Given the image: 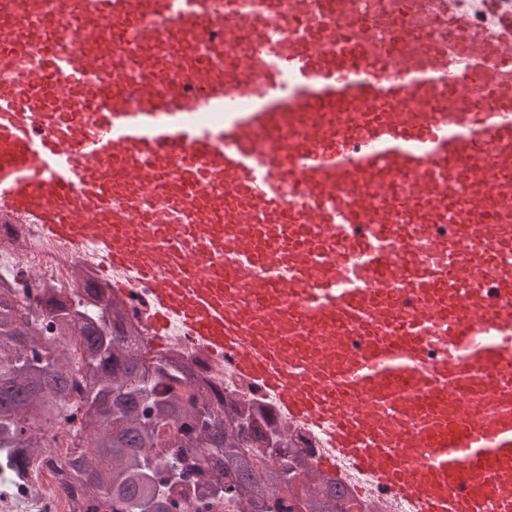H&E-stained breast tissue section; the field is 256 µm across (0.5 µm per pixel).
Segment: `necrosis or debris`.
Masks as SVG:
<instances>
[{"instance_id": "1", "label": "necrosis or debris", "mask_w": 512, "mask_h": 512, "mask_svg": "<svg viewBox=\"0 0 512 512\" xmlns=\"http://www.w3.org/2000/svg\"><path fill=\"white\" fill-rule=\"evenodd\" d=\"M78 268L95 280L105 281L115 299L125 302L126 317L137 327L145 353L161 348L164 354L187 363L195 374L223 388L225 394L244 403H259L269 411L276 435L289 438L300 450L308 452L310 460L330 454L332 439L326 429L291 419L279 394L243 378L220 354L191 339L180 322L170 323L163 336H155L150 322L152 304L146 289H137L136 304H128L126 288L132 284V276L122 270L105 275L94 244L79 248L64 240L48 238L38 224H11L6 232L0 233V286L9 288L21 314L30 320L38 318L31 307L36 297L49 293L66 297L74 292L73 273ZM336 470L341 484L352 494L351 512H414L410 501L380 489L370 474L352 469L341 459L336 462ZM71 510L70 494L46 458H38L26 476L20 478L0 473V512Z\"/></svg>"}]
</instances>
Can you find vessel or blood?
Instances as JSON below:
<instances>
[{
	"mask_svg": "<svg viewBox=\"0 0 512 512\" xmlns=\"http://www.w3.org/2000/svg\"><path fill=\"white\" fill-rule=\"evenodd\" d=\"M480 3L0 0V216L100 245L155 333L416 512H512V10Z\"/></svg>",
	"mask_w": 512,
	"mask_h": 512,
	"instance_id": "vessel-or-blood-1",
	"label": "vessel or blood"
}]
</instances>
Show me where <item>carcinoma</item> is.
I'll list each match as a JSON object with an SVG mask.
<instances>
[{
    "label": "carcinoma",
    "mask_w": 512,
    "mask_h": 512,
    "mask_svg": "<svg viewBox=\"0 0 512 512\" xmlns=\"http://www.w3.org/2000/svg\"><path fill=\"white\" fill-rule=\"evenodd\" d=\"M37 306L46 339L0 291V465L22 475L49 451L45 432L56 428L87 441L59 465L78 512H192L188 495H172L182 484L196 503L219 496L234 512H347L341 485L288 460V448L262 462L268 430L188 366L147 360L133 332L87 318L75 300L51 297ZM69 335L80 337L83 350L79 381L69 346L57 341ZM74 387L77 405L69 403ZM287 472L302 477L304 493L285 506Z\"/></svg>",
    "instance_id": "obj_1"
}]
</instances>
